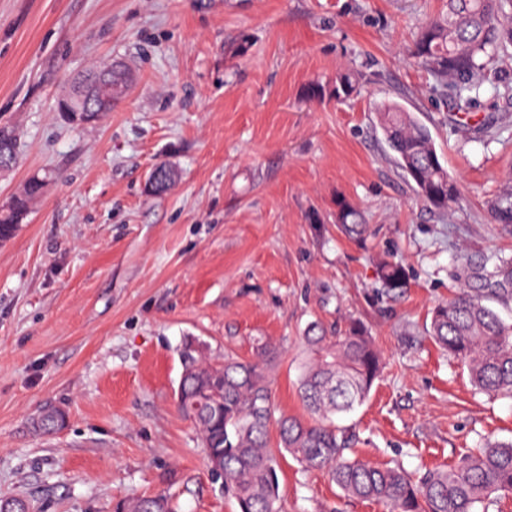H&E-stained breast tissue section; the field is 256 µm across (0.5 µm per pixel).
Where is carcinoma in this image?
I'll return each mask as SVG.
<instances>
[{
  "mask_svg": "<svg viewBox=\"0 0 512 512\" xmlns=\"http://www.w3.org/2000/svg\"><path fill=\"white\" fill-rule=\"evenodd\" d=\"M512 46V0H448L447 11L430 20L417 36L412 56L450 93L455 108L467 110L482 83V72L506 46ZM106 67L96 66L74 83L59 104L86 97L89 106L103 96ZM356 91L347 72L330 89L319 83L309 88L314 99L338 101ZM383 138L394 152L397 166L414 183L425 205L445 213L457 197L429 129L399 104L378 112ZM0 151L18 152L15 129L0 125ZM44 180L30 178L23 191L0 207V242L15 236L30 202L43 192ZM494 221L512 224V191L491 206ZM336 222L351 239L361 240L367 225L349 202H337ZM379 279L389 292L406 287L405 269L393 262L379 268ZM493 303H512V257H501L493 269L471 264L460 292L432 311L429 334L448 355L467 367L475 388L493 395L512 396V324L502 321ZM313 357L300 379L301 399L312 419L282 417L278 421V448L270 446L268 431L274 407L267 367L275 348L261 343L256 358L241 361L226 354L224 361L205 362L191 349L180 353L182 370L178 408L197 427L211 473L239 512H278L280 501L277 457L287 453L304 469H329L340 490L352 497L386 502L391 512H480L491 496L512 493V441L488 443L466 455L459 465L438 468L414 480L400 467L376 466L345 456L349 436L336 418L362 405L378 378L382 359L371 336L359 323L326 344L320 327L308 329ZM66 412L47 406L32 418L33 428L52 434L65 426ZM118 512H175L170 496L124 501Z\"/></svg>",
  "mask_w": 512,
  "mask_h": 512,
  "instance_id": "obj_1",
  "label": "carcinoma"
}]
</instances>
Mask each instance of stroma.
I'll return each mask as SVG.
<instances>
[{
    "label": "stroma",
    "instance_id": "35a3bbf8",
    "mask_svg": "<svg viewBox=\"0 0 512 512\" xmlns=\"http://www.w3.org/2000/svg\"><path fill=\"white\" fill-rule=\"evenodd\" d=\"M445 0H0V123L19 134L0 204L53 173L17 234L0 243V496L41 512H115L168 491L181 512H236L176 404L180 351L269 365L276 414L298 395L311 323L363 322L385 368L343 423L350 456L415 477L456 465L484 439L512 440V398L474 390L430 338L431 310L466 261L512 256L492 200L512 184V49L466 112L412 57ZM101 61L133 75L89 125L58 101ZM350 70L359 91L317 102L308 87ZM406 106L430 129L458 198L425 207L396 167L377 113ZM169 165L172 186L149 176ZM371 233L348 239L336 203ZM401 263L402 292L377 267ZM68 415L52 435L30 421ZM281 512H390L345 496L291 456ZM66 412L55 406H47L32 418L33 428L42 434H52L65 426Z\"/></svg>",
    "mask_w": 512,
    "mask_h": 512
}]
</instances>
